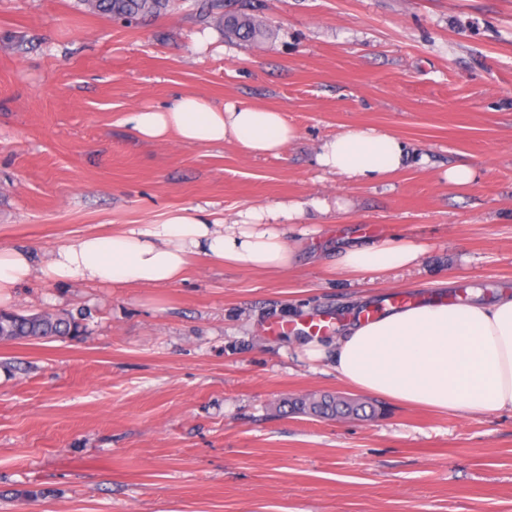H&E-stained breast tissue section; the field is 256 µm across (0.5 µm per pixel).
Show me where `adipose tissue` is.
<instances>
[{
	"label": "adipose tissue",
	"instance_id": "obj_1",
	"mask_svg": "<svg viewBox=\"0 0 512 512\" xmlns=\"http://www.w3.org/2000/svg\"><path fill=\"white\" fill-rule=\"evenodd\" d=\"M141 140L176 136L188 145L236 142L249 155L280 156L297 137L283 113L227 102L218 106L195 95L176 96L159 109L126 114ZM404 143L392 133L360 126L325 140L315 156L326 173L361 182L387 179L403 168ZM325 213L327 201L256 210L252 223L228 224L197 206L166 214L156 224H125L111 236L79 234L35 267L23 247L0 251V297L9 296L33 272L57 282L90 281L165 288L186 278L195 258L246 271L289 268L294 249L287 221L305 207ZM426 247L381 242L346 249L348 273L378 279L418 263ZM312 360H330L350 386L408 406L452 409L468 416L512 411V294L494 302L425 303L386 310L344 329L331 343L305 344Z\"/></svg>",
	"mask_w": 512,
	"mask_h": 512
}]
</instances>
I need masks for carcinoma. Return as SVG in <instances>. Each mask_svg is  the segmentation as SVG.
<instances>
[{"label":"carcinoma","mask_w":512,"mask_h":512,"mask_svg":"<svg viewBox=\"0 0 512 512\" xmlns=\"http://www.w3.org/2000/svg\"><path fill=\"white\" fill-rule=\"evenodd\" d=\"M86 10L116 19L146 20L165 10L169 0H81ZM260 0H205L201 11L224 24V32L242 42L253 43L263 36V25L257 18ZM80 335V324L69 314L50 312L19 314L0 312V340H42L74 338ZM300 413H315L320 418L338 416L335 396L322 394L301 398L293 403Z\"/></svg>","instance_id":"obj_1"}]
</instances>
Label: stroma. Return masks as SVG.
Here are the masks:
<instances>
[{
    "label": "stroma",
    "instance_id": "stroma-1",
    "mask_svg": "<svg viewBox=\"0 0 512 512\" xmlns=\"http://www.w3.org/2000/svg\"><path fill=\"white\" fill-rule=\"evenodd\" d=\"M173 0L140 24L79 0H0V250L36 261L203 206L225 223L320 198L294 264L197 261L168 288H16L8 310L84 314L76 339L0 342V512H512V412L464 416L367 397L297 347L390 293L512 292V0H262L244 46ZM192 94L283 114L280 157L233 142H145L126 112ZM371 125L412 160L380 183L323 173L319 144ZM427 164H420V157ZM474 180L455 186L449 167ZM425 244L377 281L334 270L344 246ZM373 400L320 419L292 400Z\"/></svg>",
    "mask_w": 512,
    "mask_h": 512
}]
</instances>
